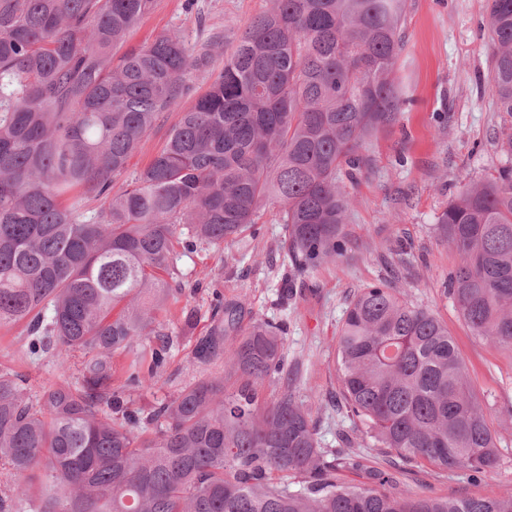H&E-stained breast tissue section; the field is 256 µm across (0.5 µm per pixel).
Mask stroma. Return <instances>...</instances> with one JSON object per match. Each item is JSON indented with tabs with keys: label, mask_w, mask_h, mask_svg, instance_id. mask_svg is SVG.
I'll return each mask as SVG.
<instances>
[{
	"label": "stroma",
	"mask_w": 512,
	"mask_h": 512,
	"mask_svg": "<svg viewBox=\"0 0 512 512\" xmlns=\"http://www.w3.org/2000/svg\"><path fill=\"white\" fill-rule=\"evenodd\" d=\"M270 0H155L153 10L131 29L126 45L138 48L159 35L180 31L188 46L223 35L215 67H222L247 27ZM486 0H406L405 50L395 77L406 103L394 122L378 130L364 151L368 164L350 191L348 258L319 268L303 286L286 292V266L278 246V204L258 213L257 238L226 247L227 263L213 254L176 251L172 265L186 291L168 303L166 316L194 310L193 332L180 336L164 372L137 392L140 404L168 399L186 382L223 372V363L192 362L196 334L210 324L214 294L245 306L243 324L264 318L285 329L288 364L300 376L301 395L329 397L338 391L336 343L350 297L378 282L390 263L406 266L409 299L430 308L448 325L484 407L492 410L499 459L482 480L465 472H436L428 463L395 471L398 484L418 496L493 498L512 491V352L473 336L444 285L459 260L434 237L431 224L465 184L505 165L496 147L512 117L497 111L492 96V42ZM82 357L34 356L22 325L0 328V369L23 375L30 394L74 382Z\"/></svg>",
	"instance_id": "obj_1"
}]
</instances>
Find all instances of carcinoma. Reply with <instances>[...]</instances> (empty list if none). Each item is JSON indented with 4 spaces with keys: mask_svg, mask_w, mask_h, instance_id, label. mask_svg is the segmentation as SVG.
I'll list each match as a JSON object with an SVG mask.
<instances>
[{
    "mask_svg": "<svg viewBox=\"0 0 512 512\" xmlns=\"http://www.w3.org/2000/svg\"><path fill=\"white\" fill-rule=\"evenodd\" d=\"M154 0H0V326L24 324L33 355H83L78 381L32 396L0 371V512H512L496 498L412 495L390 469L426 461L472 479L499 458L453 338L405 297L402 269L349 303L337 341L338 410L388 457L374 484L338 471L320 446L315 401L298 394L285 337L241 328L243 306L214 295L191 380L148 410L131 393L178 336L159 313L182 285L170 259L224 253L280 205L291 275L347 257L365 141L404 98L393 74L405 0H271L214 70V44L171 30L115 54ZM492 94L512 117V0H487ZM211 76L193 96L189 75ZM163 147L127 180L129 160L181 103ZM434 231L460 261L449 294L473 335L512 352V165L467 185ZM132 360L114 384L112 355ZM278 381L262 406L258 389Z\"/></svg>",
    "mask_w": 512,
    "mask_h": 512,
    "instance_id": "1",
    "label": "carcinoma"
}]
</instances>
